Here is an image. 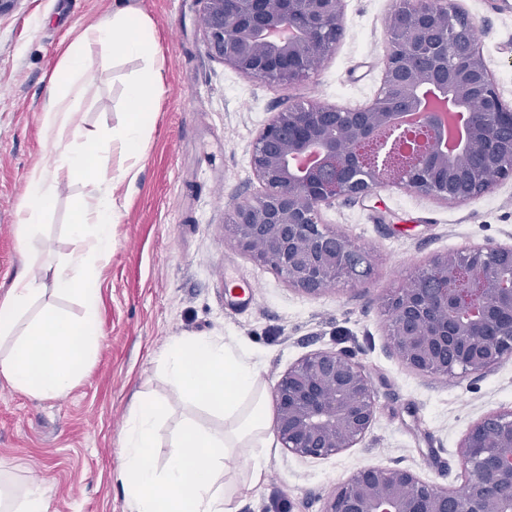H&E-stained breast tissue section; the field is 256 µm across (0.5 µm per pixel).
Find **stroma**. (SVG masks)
Instances as JSON below:
<instances>
[{
	"label": "stroma",
	"mask_w": 512,
	"mask_h": 512,
	"mask_svg": "<svg viewBox=\"0 0 512 512\" xmlns=\"http://www.w3.org/2000/svg\"><path fill=\"white\" fill-rule=\"evenodd\" d=\"M152 23L165 92L145 146L137 189L120 197L112 255L100 269L98 323L104 340L66 395L45 399L0 383V468L16 489L45 491L50 512H130L112 480L136 395L168 406L157 431V456L171 454L184 419L216 429L221 417L186 402L158 363L183 336L243 341L262 363V380L317 350L353 354L369 376L374 422L355 447L325 459L302 458L274 443L265 480L240 487L237 512H324L337 485L369 466L398 465L430 484L458 488L468 474L458 448L488 412L512 409V358L481 375L447 377L409 370L391 347L386 300L450 252L493 242L512 246V179L463 204L390 186L339 198L325 224L361 247L371 263L360 283L344 280L310 294L224 236L227 210L260 196L251 166L254 142L276 112L320 103L351 109L371 103L382 86L389 15L400 0H345L344 33L317 71L288 86L246 76L212 57L197 0H133ZM473 20L480 50L506 101L512 102V0H455ZM116 0H0V295L25 269L51 283L57 262L75 245L72 211L91 184L62 186L42 237L23 249L16 212L26 177L54 168L59 151L43 138L45 75L60 47L110 15ZM88 53L104 77L76 110L84 135L98 137L125 120L123 90L141 61L113 62L101 46ZM250 280L236 298L225 276Z\"/></svg>",
	"instance_id": "obj_1"
}]
</instances>
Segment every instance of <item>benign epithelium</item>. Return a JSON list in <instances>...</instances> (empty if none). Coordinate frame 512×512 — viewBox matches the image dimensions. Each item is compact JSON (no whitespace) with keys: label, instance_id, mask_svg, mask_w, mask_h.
Instances as JSON below:
<instances>
[{"label":"benign epithelium","instance_id":"obj_1","mask_svg":"<svg viewBox=\"0 0 512 512\" xmlns=\"http://www.w3.org/2000/svg\"><path fill=\"white\" fill-rule=\"evenodd\" d=\"M209 53L237 71L289 86L343 35L344 0H197ZM383 83L367 106H290L256 139L264 192L235 205L224 235L288 285L317 293L361 281L367 255L321 219L339 197L404 187L466 203L512 176V106L448 0H405L388 18ZM434 279L438 287L427 286ZM392 346L416 372L481 374L512 357V248L486 243L433 260L389 298ZM275 432L288 452L328 458L354 447L376 414L363 367L317 350L274 385ZM459 489L394 466L364 468L336 486L324 512H512V410L490 412L460 448Z\"/></svg>","mask_w":512,"mask_h":512}]
</instances>
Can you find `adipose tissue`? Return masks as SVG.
Listing matches in <instances>:
<instances>
[{"label": "adipose tissue", "mask_w": 512, "mask_h": 512, "mask_svg": "<svg viewBox=\"0 0 512 512\" xmlns=\"http://www.w3.org/2000/svg\"><path fill=\"white\" fill-rule=\"evenodd\" d=\"M93 43L110 49L115 58L142 60L144 66L125 85L122 127L84 142L73 104L91 88L86 75L93 61L87 48ZM157 60L151 22L124 8L87 26L64 47L58 65L46 76L50 97L43 132L60 148L62 159L54 168L37 166L30 172L17 210L20 243L27 247L41 237L42 220L63 183H90L97 197L75 210L69 226L75 248L58 263L51 283L55 293L81 302L83 316L74 319L47 309L20 327L22 316L44 292L42 274L35 268L20 274L0 296V381L17 390L44 398L67 394L101 342L96 269L112 254L113 227L121 218L115 192L122 185L134 190L139 179L154 104L162 91ZM160 364L172 389L223 416L224 429L185 422L174 452L158 462L155 430L165 407L154 396L142 395L129 419L113 481L133 512H235L233 470H240L251 485L260 484L273 443L260 363L243 343L190 336L174 339Z\"/></svg>", "instance_id": "ef3b65f1"}]
</instances>
